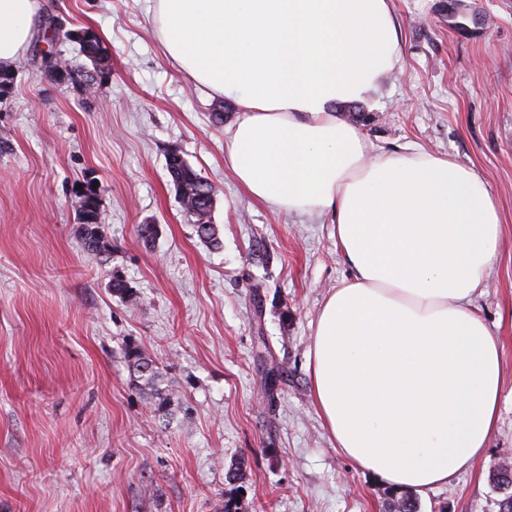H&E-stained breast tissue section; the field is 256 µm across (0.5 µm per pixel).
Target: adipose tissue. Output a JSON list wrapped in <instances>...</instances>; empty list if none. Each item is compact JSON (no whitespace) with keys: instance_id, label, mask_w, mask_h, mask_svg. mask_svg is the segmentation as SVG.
Returning <instances> with one entry per match:
<instances>
[{"instance_id":"ef3b65f1","label":"adipose tissue","mask_w":512,"mask_h":512,"mask_svg":"<svg viewBox=\"0 0 512 512\" xmlns=\"http://www.w3.org/2000/svg\"><path fill=\"white\" fill-rule=\"evenodd\" d=\"M38 0H0V69L33 38ZM168 57L232 98L225 160L254 199L327 215L351 275L325 298L308 352L337 448L392 489L424 493L497 429L503 344L472 299L496 261L500 210L469 167L406 145L370 155L337 105L397 67L392 0H153Z\"/></svg>"}]
</instances>
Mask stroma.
<instances>
[{
    "mask_svg": "<svg viewBox=\"0 0 512 512\" xmlns=\"http://www.w3.org/2000/svg\"><path fill=\"white\" fill-rule=\"evenodd\" d=\"M151 0H40L0 95V512H385L390 490L336 450L307 365L325 296L350 274L328 217L278 213L224 162L231 98L172 63ZM401 58L356 112L372 153L417 144L472 167L503 218L473 310L503 340L498 428L420 512H499L490 478L512 461V0H395ZM93 29L110 69L70 31ZM56 56L72 69L59 78ZM223 113L215 122L214 113ZM178 152L214 189L221 246L203 244L167 171ZM94 182L107 251L74 207ZM159 233L144 242L140 225ZM121 272L137 300L113 293ZM145 348L172 415L136 386ZM245 460L247 478L226 479ZM82 52L85 54L87 59L90 61L93 67V73L86 75L87 85H94L96 76H101L106 70L107 63L109 60V51L100 38L96 39L93 43L82 46L80 45ZM79 224L82 225V238L84 247L88 252L99 253L106 247L105 237L101 231L103 222H96V211L86 210L83 213H77Z\"/></svg>",
    "mask_w": 512,
    "mask_h": 512,
    "instance_id": "stroma-1",
    "label": "stroma"
}]
</instances>
